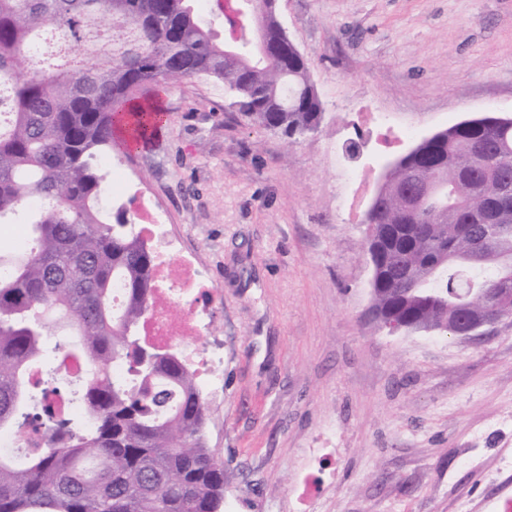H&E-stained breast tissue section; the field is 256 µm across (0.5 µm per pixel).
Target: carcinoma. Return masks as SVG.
<instances>
[{
  "instance_id": "1",
  "label": "carcinoma",
  "mask_w": 512,
  "mask_h": 512,
  "mask_svg": "<svg viewBox=\"0 0 512 512\" xmlns=\"http://www.w3.org/2000/svg\"><path fill=\"white\" fill-rule=\"evenodd\" d=\"M196 0H0V87L12 113L0 125V224L33 237L0 245V429L32 426L46 448L0 452V512H219L224 464L204 440L208 407L178 354L138 344L135 324L153 304V250L122 213L107 215V159L156 136L164 112L139 101L146 89L206 77L224 84L247 123L292 141L317 130L321 105L307 62L292 49L275 60L245 50L249 0H216L225 30L239 38L224 54ZM268 49L288 35L264 18ZM480 141L484 159L472 156ZM439 189L418 202L415 173ZM469 183L454 195L452 180ZM366 224L376 246V312L448 333V310L512 289V267L476 259L470 229L494 225L512 256V125L465 128L419 147ZM123 280V313L112 282ZM67 327L91 371L60 380L50 331ZM129 364L123 381L109 376ZM46 366L43 388L25 369ZM72 394L92 419L46 404L48 390Z\"/></svg>"
}]
</instances>
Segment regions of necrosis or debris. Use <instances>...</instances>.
<instances>
[{
  "label": "necrosis or debris",
  "mask_w": 512,
  "mask_h": 512,
  "mask_svg": "<svg viewBox=\"0 0 512 512\" xmlns=\"http://www.w3.org/2000/svg\"><path fill=\"white\" fill-rule=\"evenodd\" d=\"M142 239L157 252L155 295L157 302L145 316L141 335L150 344L179 352L202 389L224 390V348L221 341L203 336L209 310L202 300L206 287L200 281L196 258L177 247L167 229V211L152 197L139 200Z\"/></svg>",
  "instance_id": "necrosis-or-debris-1"
}]
</instances>
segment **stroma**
<instances>
[{"label": "stroma", "instance_id": "1", "mask_svg": "<svg viewBox=\"0 0 512 512\" xmlns=\"http://www.w3.org/2000/svg\"><path fill=\"white\" fill-rule=\"evenodd\" d=\"M319 94L317 132L248 125L204 78L154 89L160 137L120 155L203 265L224 340L205 439L223 512H504L512 320L462 340L372 319L365 216L418 135L512 115V0H278ZM367 169L366 188L348 167Z\"/></svg>", "mask_w": 512, "mask_h": 512}]
</instances>
